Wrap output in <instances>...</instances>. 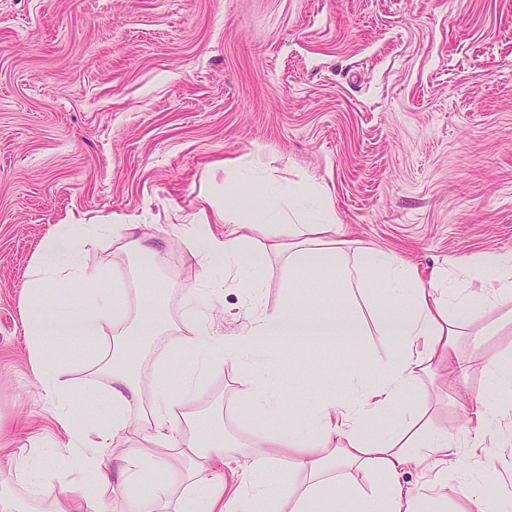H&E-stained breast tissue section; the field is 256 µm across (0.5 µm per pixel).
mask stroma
Masks as SVG:
<instances>
[{
  "mask_svg": "<svg viewBox=\"0 0 512 512\" xmlns=\"http://www.w3.org/2000/svg\"><path fill=\"white\" fill-rule=\"evenodd\" d=\"M281 183L322 184L350 240L395 252L427 272L464 268L486 252L512 253V0H0V474L19 457L34 478L85 477L61 447L26 349L21 287L49 231L82 220L77 262L117 274L136 316L139 260L94 227L143 224L166 262L152 291L173 329L135 357L145 400L154 368L178 394L200 374L199 414L226 409L225 441L245 464L256 432L308 417L318 402L350 393V374H375L397 344L376 324L321 346L307 339L256 344L282 393L303 396L289 416L254 406L241 353L201 337L184 350L190 307L209 301L210 324L232 333L244 320L240 289L212 291L223 272L188 241L202 197L238 178L242 197L264 203L261 170ZM243 278L260 301L302 297L316 274L293 276L269 258ZM469 333L457 352L463 381L427 375L385 415L426 413L459 444L463 469L448 499L425 496L433 473H408L421 512H473L471 485L488 482L496 512H512V394L490 365L512 357V310L484 308L465 290ZM106 342L62 346L78 424L99 425L112 380L92 364ZM469 390L483 421L454 396ZM482 431L486 445L470 438Z\"/></svg>",
  "mask_w": 512,
  "mask_h": 512,
  "instance_id": "1",
  "label": "stroma"
}]
</instances>
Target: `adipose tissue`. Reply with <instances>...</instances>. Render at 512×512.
I'll return each instance as SVG.
<instances>
[{"mask_svg":"<svg viewBox=\"0 0 512 512\" xmlns=\"http://www.w3.org/2000/svg\"><path fill=\"white\" fill-rule=\"evenodd\" d=\"M268 187L270 202L261 210L217 203L201 209L200 223L189 225L186 235L205 241L203 267L223 269L224 287H236L243 268L260 266L250 248L256 236H270L272 226L287 223L288 247L276 243L272 249H287L288 267L296 275L318 272L354 296L383 283L390 305L380 323L386 335L398 342L395 359L382 367L376 379L357 381L352 400L340 404L326 398L309 422L257 434L247 465L231 468L232 452L224 440L204 438L197 427L198 386L186 383L180 395L161 394L148 403L125 362L146 340L168 331L163 305L141 296L137 316L129 317L127 289L103 288L99 272L73 265L75 227L56 225L22 287L24 329L43 396L56 411L67 447L82 454L95 481L64 479L48 493L20 465L15 479L0 480V512H101L117 497L127 500L130 512H312L320 499L345 500L346 512H420L421 496L402 476L424 464L435 473L429 486L432 497L447 498L448 476L462 468L455 441L433 433L422 414L384 430L378 420L432 363L446 364L450 377L464 376L466 368L454 351L467 325V299L449 282L447 271L433 272L426 279L395 253L370 245L352 246L345 226L336 221L330 197L318 183L285 187L272 180ZM468 275L480 282L492 281L484 298L489 309L499 308L502 298L512 295L511 254H484L469 265ZM61 281L91 285L90 302L50 306L49 294ZM108 330L113 333V353L102 359L101 366L110 372L112 389L99 403L105 423L86 430L73 421L67 369L52 359L48 342L95 343ZM359 332L357 319L333 305L310 306L291 294L272 308L254 304L247 323L239 332L224 335L223 342L248 345L269 336L317 341ZM128 429L141 435L145 446L116 447V436ZM421 441L427 448L423 454L416 451ZM285 457L292 458L295 473L287 486L259 481V474ZM158 467L172 471V479L146 480V473ZM346 467L355 469L358 480L343 481L340 471ZM16 481L28 485L29 498L15 494Z\"/></svg>","mask_w":512,"mask_h":512,"instance_id":"ef3b65f1","label":"adipose tissue"}]
</instances>
